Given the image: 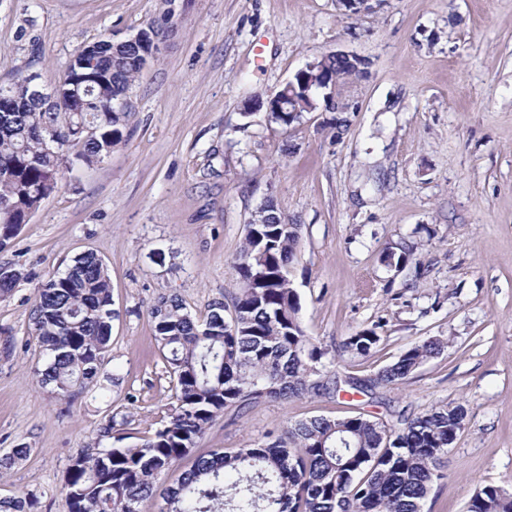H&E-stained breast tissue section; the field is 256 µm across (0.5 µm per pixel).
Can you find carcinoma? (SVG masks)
I'll return each instance as SVG.
<instances>
[{"label":"carcinoma","mask_w":512,"mask_h":512,"mask_svg":"<svg viewBox=\"0 0 512 512\" xmlns=\"http://www.w3.org/2000/svg\"><path fill=\"white\" fill-rule=\"evenodd\" d=\"M147 47L110 38L97 41L95 79L81 103L50 112L31 95L29 77L0 87V243L6 244L52 193L65 186L74 162L98 163L128 134L130 90L147 67ZM323 73L338 81L353 71L325 54ZM298 112H272L269 123L288 128L302 113L331 102L297 94ZM56 126L54 147L43 142ZM93 129L86 135L83 127ZM300 225L284 223L274 204L252 212L245 243L233 260L242 284L231 304L214 300L203 313L176 296L151 309L155 339L170 377L171 395L160 425L131 446H102L73 457L63 490L69 512H141L159 497V512H423L442 458L464 427L465 410L442 405L395 429L359 413L342 419L298 421L273 441L193 458L176 484L162 476L190 458L199 439L227 408L245 412L262 398L288 400L334 396L336 375L327 370L328 350L307 335L300 299L290 277ZM22 273L0 267V295ZM112 288L107 268L94 253L74 258L43 281L29 321L44 362L41 387L72 401L97 383L112 340ZM380 337L363 329L341 350L367 356ZM445 348L438 338L416 344L367 379L345 381L366 393L396 385ZM21 446L0 455V476L29 455ZM37 497L0 499V512H33ZM466 512H512V490L481 486Z\"/></svg>","instance_id":"obj_1"}]
</instances>
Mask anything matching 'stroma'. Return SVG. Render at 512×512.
Segmentation results:
<instances>
[{
  "label": "stroma",
  "mask_w": 512,
  "mask_h": 512,
  "mask_svg": "<svg viewBox=\"0 0 512 512\" xmlns=\"http://www.w3.org/2000/svg\"><path fill=\"white\" fill-rule=\"evenodd\" d=\"M168 12L173 29L130 92L126 142L73 165L0 249V266L24 274L0 298V455L31 449L0 498L31 491L38 512H68L65 470L108 420L129 445L158 426L170 380L151 309L169 295L195 312L231 302L232 259L268 198L301 227L291 278L307 334L331 351L365 328L380 338L370 356L336 358L338 378H369L430 338L446 346L369 394L227 409L195 455L314 416L396 425L460 404L465 425L424 512H465L481 485L512 486V0H372L357 15L338 0H0V85L35 75L51 88L82 46ZM331 51L367 61L336 86L343 134L328 112L287 129L244 117ZM391 250L411 257L387 263ZM88 251L117 315L96 387L66 403L36 381L29 312L39 283Z\"/></svg>",
  "instance_id": "35a3bbf8"
}]
</instances>
